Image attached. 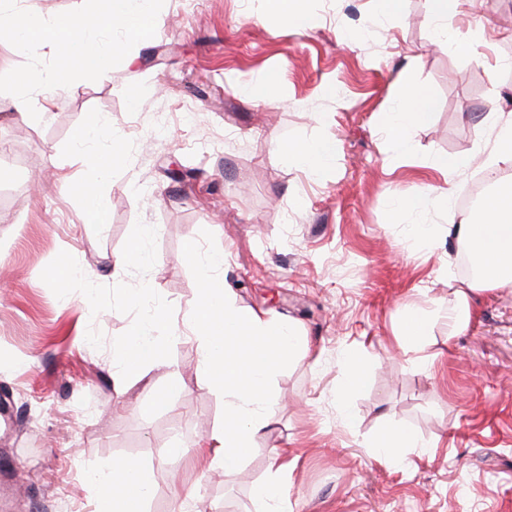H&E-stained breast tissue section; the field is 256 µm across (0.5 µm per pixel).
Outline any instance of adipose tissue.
Returning <instances> with one entry per match:
<instances>
[{
	"mask_svg": "<svg viewBox=\"0 0 512 512\" xmlns=\"http://www.w3.org/2000/svg\"><path fill=\"white\" fill-rule=\"evenodd\" d=\"M432 100L406 87L392 112L384 116L390 140L402 141L407 128L427 122ZM492 132L488 157L496 166H512V112H492L486 119ZM277 150L302 165L311 175H322L335 153L334 142L320 140L278 144ZM448 224L466 242L482 264V275L449 284L448 327L459 333L474 317V295L481 290L512 284V185L487 195L471 213L449 211ZM201 288L192 315L199 364L206 386L224 397V422L201 447L209 467L232 469L267 426L273 404L268 378L274 367L287 362L295 350V330L265 313L245 310L226 291L217 275L224 255L210 252L197 257ZM152 320H144L113 361L116 376L129 377L146 365L164 362L163 351L152 334ZM93 481L101 499V512H138L149 493L138 464L124 461L100 470Z\"/></svg>",
	"mask_w": 512,
	"mask_h": 512,
	"instance_id": "obj_1",
	"label": "adipose tissue"
}]
</instances>
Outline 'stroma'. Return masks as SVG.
<instances>
[{
  "instance_id": "1",
  "label": "stroma",
  "mask_w": 512,
  "mask_h": 512,
  "mask_svg": "<svg viewBox=\"0 0 512 512\" xmlns=\"http://www.w3.org/2000/svg\"><path fill=\"white\" fill-rule=\"evenodd\" d=\"M306 7L312 22L296 28L264 0H165L132 62L57 95L46 117L15 118L0 93V512H97L90 473L128 459L151 488L140 512H174L178 493L187 512H255L277 448L283 512H512V286L479 292L476 318L451 334L448 282L465 276L447 211L436 204L422 237L393 205L444 188L433 161L473 154L481 118L512 112L500 69L512 0H460L448 30L478 39L479 56L436 46L426 0L382 19L377 0ZM270 79L264 98L242 90ZM406 82L434 111L399 146L381 118ZM94 116L97 147H124L98 229L72 188L95 175L74 142ZM314 139L336 143L319 178L276 149ZM174 164L195 178L173 179ZM192 247L225 253L240 307L301 328L270 378L269 426L231 470L200 458L224 397L187 335L201 286ZM134 248L141 262L114 267ZM63 260L79 280H55ZM414 305L438 316L403 349ZM157 311L164 367L117 379L115 356ZM350 358L364 367L352 390ZM394 425L419 447L374 459ZM173 445L181 457H166Z\"/></svg>"
}]
</instances>
